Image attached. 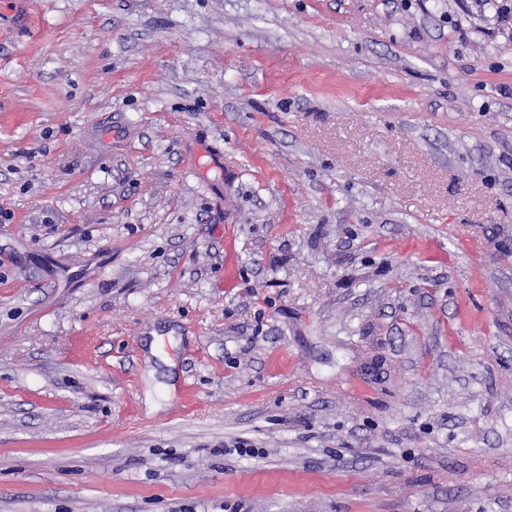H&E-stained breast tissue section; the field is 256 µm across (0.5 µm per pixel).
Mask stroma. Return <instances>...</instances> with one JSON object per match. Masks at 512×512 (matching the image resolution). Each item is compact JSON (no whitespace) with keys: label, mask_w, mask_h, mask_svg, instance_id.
Here are the masks:
<instances>
[{"label":"stroma","mask_w":512,"mask_h":512,"mask_svg":"<svg viewBox=\"0 0 512 512\" xmlns=\"http://www.w3.org/2000/svg\"><path fill=\"white\" fill-rule=\"evenodd\" d=\"M0 512H512L492 9L0 0Z\"/></svg>","instance_id":"stroma-1"}]
</instances>
